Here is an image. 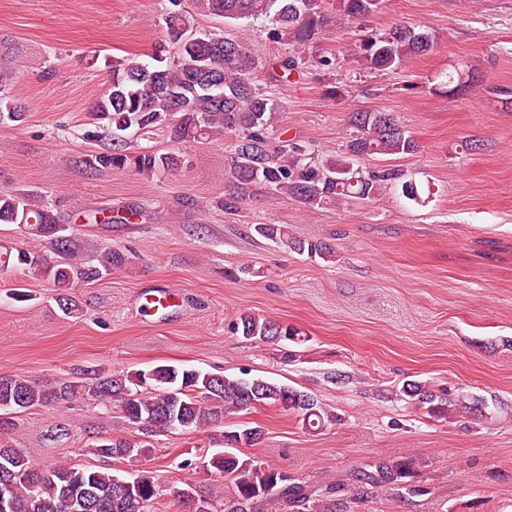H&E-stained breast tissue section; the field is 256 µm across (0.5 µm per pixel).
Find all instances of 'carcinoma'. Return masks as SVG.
<instances>
[{"mask_svg": "<svg viewBox=\"0 0 512 512\" xmlns=\"http://www.w3.org/2000/svg\"><path fill=\"white\" fill-rule=\"evenodd\" d=\"M174 10L165 17L174 48L173 62L112 61V84L96 104L94 120L112 129V147L92 156L95 169H126L155 176L178 168L175 152L159 153L131 148L128 136L168 127L180 143H200L226 136L232 139L227 189L221 205L236 211L251 196L272 192L290 197L306 208H321L349 198L374 199L392 190L418 201L412 174L393 165L371 171L355 167L371 155L402 156L418 150L417 141L393 112L358 110L352 113L355 134L336 154H319L299 140H276L279 98L259 84L265 74L271 85H285L295 73L313 64L335 65V59L306 55V49L331 23L354 22L384 7L385 0H197L200 8L227 21L262 18L269 38L289 51L272 60L256 58L245 44L212 34L191 41L183 35L190 27L179 9L181 0H169ZM429 34L398 25L360 39L359 60L371 70H395L408 60L430 53ZM25 112L0 83V123L18 122ZM28 193L0 194V224H17L49 241L58 260L49 263L24 249L5 252L3 266L49 281L56 302L66 316L80 312L72 289L88 285L122 266L125 255L104 249L88 259L81 252L73 227L46 205L32 203ZM261 236L310 257L330 260L332 246L310 242L288 233L283 224H258ZM237 331L247 339L268 342L283 339L301 343L300 332L251 314L239 318ZM401 395L431 418L449 419L459 413L482 411L478 395L457 399L440 396L419 382L402 387ZM82 398L118 408L136 431L161 436L176 431L207 433L218 449L207 465L224 477L227 490L216 495L201 485L186 490L205 512H358L359 504L375 490L389 488L402 496H422L416 461L411 455L377 460L355 468L345 481L318 488L288 471L238 454L260 443L263 430L251 424L219 428L224 416L274 407L299 418L312 431L328 428L338 416L312 395L262 377H227L175 365L117 373L97 372L88 381L61 379L44 385L26 376H0V412L22 413L42 405H58ZM89 452L106 459H139L152 454L142 440L97 437ZM9 486L10 506L5 512H155L160 484L149 470L127 477L105 467L35 466L25 452L0 438V486Z\"/></svg>", "mask_w": 512, "mask_h": 512, "instance_id": "obj_1", "label": "carcinoma"}]
</instances>
